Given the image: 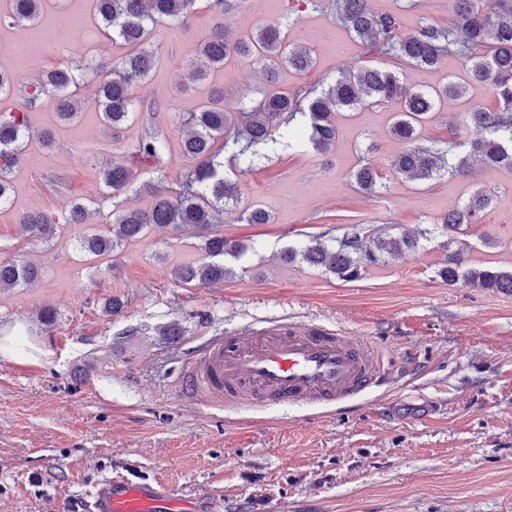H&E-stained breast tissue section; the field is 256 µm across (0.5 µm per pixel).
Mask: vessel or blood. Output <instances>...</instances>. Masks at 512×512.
Here are the masks:
<instances>
[{
	"label": "vessel or blood",
	"mask_w": 512,
	"mask_h": 512,
	"mask_svg": "<svg viewBox=\"0 0 512 512\" xmlns=\"http://www.w3.org/2000/svg\"><path fill=\"white\" fill-rule=\"evenodd\" d=\"M382 350L315 319L273 318L211 337L192 356L181 388L197 403L227 410L302 403L335 407L380 382ZM88 512H200L166 485L123 477L101 481Z\"/></svg>",
	"instance_id": "vessel-or-blood-1"
}]
</instances>
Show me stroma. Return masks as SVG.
<instances>
[{"label": "stroma", "mask_w": 512, "mask_h": 512, "mask_svg": "<svg viewBox=\"0 0 512 512\" xmlns=\"http://www.w3.org/2000/svg\"><path fill=\"white\" fill-rule=\"evenodd\" d=\"M453 5L372 0L373 11L397 14L406 32L447 23ZM291 16L292 39L310 47L317 63L306 74L280 66L279 88L329 83L366 63V45L335 12L307 2L244 0L224 17L197 0L187 21L157 24L155 63L137 96L159 107L168 150L162 181H176L188 165L183 115L213 89L233 104L267 86L259 66L237 59L206 80H190L198 41L223 24L245 33ZM49 30L69 34L66 60L92 64L98 81L127 51L98 29L92 0H43L36 25L0 20V70L13 71L16 46ZM69 92L80 101L74 121H59L50 102L29 111L25 150L44 163L13 172L10 202L0 209V260L20 255L42 269L32 287L0 291V512H86L96 484L115 475L208 498L214 512H512V294L439 276L463 243L472 260L512 266V171L403 180L391 169L404 145L388 135L390 109L339 112L327 155L277 149L264 169L239 174L240 202L222 225L245 253L225 257L233 273L223 283L182 285L173 270L201 257L193 231L153 228L102 260L78 250L79 236L112 221L102 168L115 161L130 167L123 197L141 209L152 203L143 188L151 175L134 157L140 123L112 132L90 86ZM474 104L493 106L488 88L471 86L462 100L442 105L424 134L453 147L465 142L458 114ZM365 163L383 174L382 193L351 185ZM480 189L492 190L495 202L465 236L435 235L357 280L281 259L341 224L417 234ZM72 199L86 206V223L58 225L50 241L17 222L26 212L60 215ZM256 203L270 207L273 223H238L240 209ZM111 297L125 303L112 317L104 311ZM43 307L57 312L52 327L36 319ZM274 316L316 318L372 339L390 364L388 376L340 408L232 411L198 404L179 389L192 351L210 336ZM163 327L174 335H160Z\"/></svg>", "instance_id": "obj_1"}]
</instances>
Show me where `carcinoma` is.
I'll return each mask as SVG.
<instances>
[{
  "label": "carcinoma",
  "mask_w": 512,
  "mask_h": 512,
  "mask_svg": "<svg viewBox=\"0 0 512 512\" xmlns=\"http://www.w3.org/2000/svg\"><path fill=\"white\" fill-rule=\"evenodd\" d=\"M195 2L94 0L105 33L128 48L112 63L108 78L93 87L103 120L112 130L134 119L143 105L134 93L154 65L149 38L155 25L163 19H186ZM41 4L42 0H12L11 11L3 20L10 25H34ZM336 15L351 34L378 48L397 65L437 70L444 59L457 55L465 60L472 83L493 89V107L471 106L461 115L463 125L474 132L463 143L467 152L452 154L438 142L420 137L423 124L440 104L465 96V85L450 78L431 90H417L404 83L398 71L382 64L342 72L320 90L290 92L275 87L276 71L282 64L302 73L310 71L315 65L310 49L290 41L288 29L279 25H265L243 35H233L222 26L197 43L192 77L201 80L210 70L224 67L226 60L242 58L264 69L269 88L256 98L237 102L233 108L224 103V92L219 91L199 111L189 113L184 119L187 133L181 143L189 168L173 186L145 184L153 197L147 210L125 206L122 193L129 182L127 166L114 162L104 167L103 182L112 190V223L101 224L83 235L80 249L94 257H108L153 226L195 230L202 239L203 257L195 264L176 268L174 278L186 285L224 282L232 274L224 265V256L238 257L245 252V246L224 237L214 221L224 207L238 202L240 187L229 174L263 168L262 160L268 156L261 149L270 142L290 151L310 148L318 154L329 152L338 135L336 114L344 108H395L389 134L407 144L392 163L397 176L423 182L444 173L461 175L471 157L490 167L512 170V0H454L448 25L425 24L413 33L401 30L397 16L374 12L369 0H336ZM77 83L78 74L62 63L26 90L27 108L41 105L52 93L58 118H76L79 106L64 91ZM30 134L25 112H0V208L9 202V177L20 164L21 146ZM135 154L151 170H163L168 164L165 136L148 124ZM351 178L367 194H379L386 187L382 175L370 164L360 166ZM492 202L493 194L478 190L463 206L449 211L440 227L423 230L419 238H383L375 235L369 224H347L341 234L335 236L327 230L298 248L288 249L285 261L321 267L344 281H352L369 267L417 250L420 240L429 241L438 231L463 233L469 225L479 223ZM86 216L85 206L73 199L62 220L83 224ZM239 222L270 224L272 212L265 206H252L241 211ZM22 223L44 240L50 239L55 230L53 218L40 212L24 215ZM464 252L461 248L448 256V265L440 270L444 281L512 294V270L473 264ZM41 275V268L25 259L1 261L0 290L25 288Z\"/></svg>",
  "instance_id": "obj_1"
}]
</instances>
